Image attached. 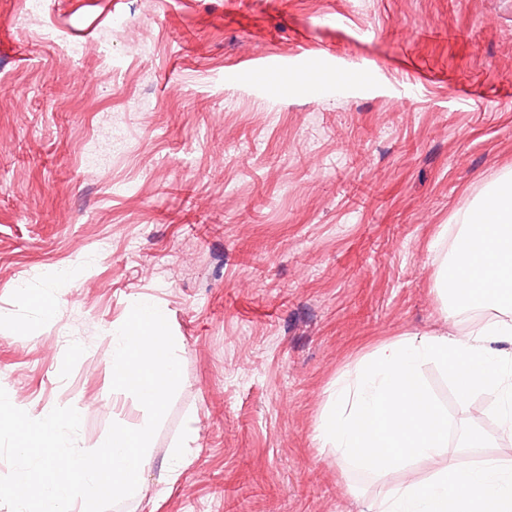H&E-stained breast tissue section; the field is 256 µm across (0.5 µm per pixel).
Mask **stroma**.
<instances>
[{"instance_id": "stroma-1", "label": "stroma", "mask_w": 512, "mask_h": 512, "mask_svg": "<svg viewBox=\"0 0 512 512\" xmlns=\"http://www.w3.org/2000/svg\"><path fill=\"white\" fill-rule=\"evenodd\" d=\"M24 7L0 0V388L75 407L85 450L140 427L112 336L149 300L182 380L112 512H367L400 473L317 429L379 346L448 327L460 217L512 171V0H43L55 43ZM421 375L455 463L512 459L494 393Z\"/></svg>"}]
</instances>
